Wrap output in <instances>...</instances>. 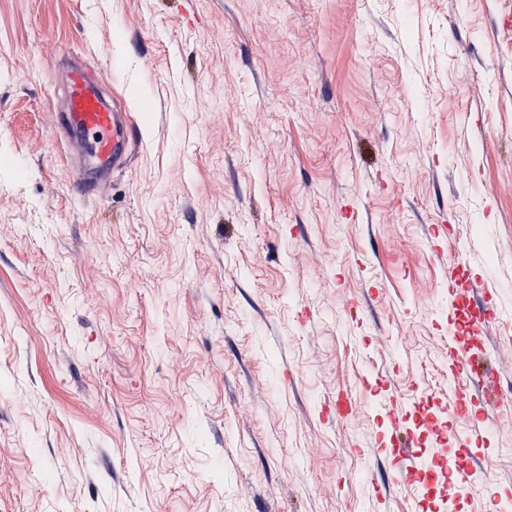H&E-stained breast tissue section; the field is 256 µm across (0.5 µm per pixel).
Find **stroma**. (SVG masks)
Returning <instances> with one entry per match:
<instances>
[{"label":"stroma","mask_w":512,"mask_h":512,"mask_svg":"<svg viewBox=\"0 0 512 512\" xmlns=\"http://www.w3.org/2000/svg\"><path fill=\"white\" fill-rule=\"evenodd\" d=\"M509 14L0 0V512H427L379 399L448 383L442 224L512 382ZM75 63L140 141L96 196L51 129ZM488 423L455 512L512 500V399Z\"/></svg>","instance_id":"35a3bbf8"}]
</instances>
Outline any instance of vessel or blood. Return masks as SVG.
<instances>
[{"label": "vessel or blood", "instance_id": "1", "mask_svg": "<svg viewBox=\"0 0 512 512\" xmlns=\"http://www.w3.org/2000/svg\"><path fill=\"white\" fill-rule=\"evenodd\" d=\"M66 109L54 112L51 126L65 134V154L70 162L84 161L77 183L82 191L111 182L114 174L127 168L136 155L134 131L126 113L115 110L86 77L83 68L70 69L64 84ZM471 280L461 289L448 291V402L443 407L447 417L471 416L468 430L448 429L447 425L431 427L429 460L417 457L406 436L407 411L395 399L384 403L387 418L394 431L392 455L395 460L393 481L423 491L420 475L426 462L439 467L448 485L466 489L478 479L471 465L448 456L449 448L470 452L482 440L480 423L488 414L497 393L498 372L484 355L473 352L472 340L481 327L499 318L501 307L496 291L484 293L481 299L471 294Z\"/></svg>", "mask_w": 512, "mask_h": 512}]
</instances>
